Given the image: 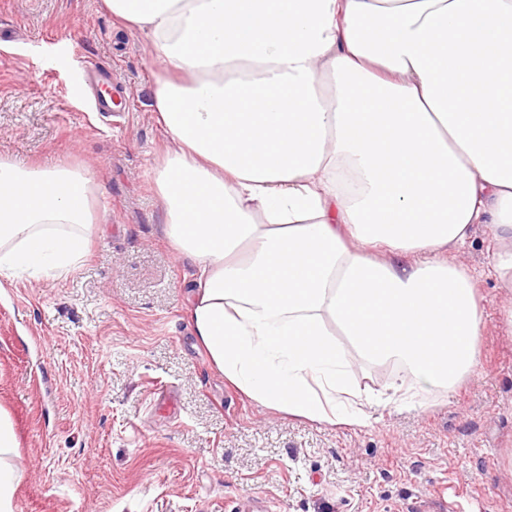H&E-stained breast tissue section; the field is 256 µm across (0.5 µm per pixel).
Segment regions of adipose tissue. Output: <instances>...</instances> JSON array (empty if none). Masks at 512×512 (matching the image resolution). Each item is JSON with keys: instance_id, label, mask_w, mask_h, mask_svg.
Returning <instances> with one entry per match:
<instances>
[{"instance_id": "adipose-tissue-1", "label": "adipose tissue", "mask_w": 512, "mask_h": 512, "mask_svg": "<svg viewBox=\"0 0 512 512\" xmlns=\"http://www.w3.org/2000/svg\"><path fill=\"white\" fill-rule=\"evenodd\" d=\"M151 44L164 233L196 268L213 366L263 405L365 427L328 338L405 367L386 390L480 366L477 283L448 256L490 228L512 288V0H104ZM93 225L82 168L0 157V275L67 271ZM18 446L0 410V512Z\"/></svg>"}]
</instances>
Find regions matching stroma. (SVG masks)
Masks as SVG:
<instances>
[{
  "label": "stroma",
  "mask_w": 512,
  "mask_h": 512,
  "mask_svg": "<svg viewBox=\"0 0 512 512\" xmlns=\"http://www.w3.org/2000/svg\"><path fill=\"white\" fill-rule=\"evenodd\" d=\"M116 76L95 112L86 62ZM160 64L102 0H0V156L84 168L89 253L66 273L0 276V409L15 512H512V288L488 275L485 225L454 263L477 275L481 367L457 389L373 409L368 428L289 416L228 383L186 309L193 264L162 233L151 110ZM371 396L403 379L338 337Z\"/></svg>",
  "instance_id": "35a3bbf8"
}]
</instances>
